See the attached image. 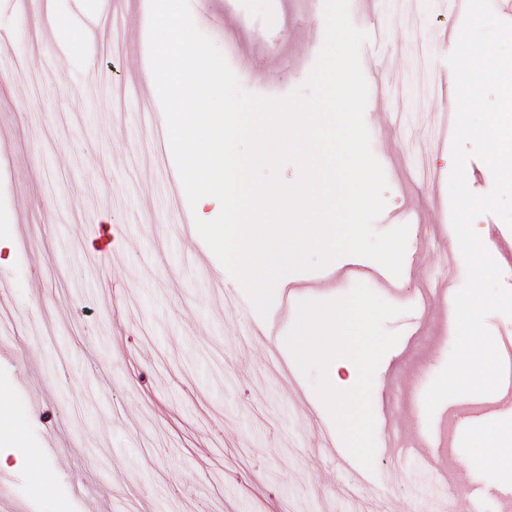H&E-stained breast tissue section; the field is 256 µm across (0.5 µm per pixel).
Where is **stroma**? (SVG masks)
I'll return each mask as SVG.
<instances>
[{
  "label": "stroma",
  "mask_w": 512,
  "mask_h": 512,
  "mask_svg": "<svg viewBox=\"0 0 512 512\" xmlns=\"http://www.w3.org/2000/svg\"><path fill=\"white\" fill-rule=\"evenodd\" d=\"M376 29L360 50L368 84L365 123L386 180L376 231L396 227L413 210L408 237L412 275L400 284L417 294L446 269L443 246L455 241L448 190L451 147L439 144L429 115L455 110L447 62L449 33L460 32L443 0H416V26L400 0H373ZM96 0H44L21 14L0 0V235L14 241L0 276L10 285L0 319L11 323L0 347V395L24 433L33 464L0 471V502L27 512H90L78 496L91 486L111 512H355L343 495L325 496L334 480L316 451L314 429L289 409L276 384L259 391L271 354L251 341L257 318L248 297L231 311L194 271L203 258L225 287L238 289L204 240L192 253L178 245L179 214L166 203L176 169L164 138L139 120L143 72L112 51L103 33L91 60L70 56L67 80L48 77L38 54L62 46L46 20L76 22ZM197 27L216 45L246 46L226 60L241 88L282 97L302 86L325 36L324 0H190ZM235 17L236 25L225 22ZM430 150L427 179L413 159ZM111 235L120 265L106 281L91 243ZM400 339L380 363L378 391L400 434L424 436L407 420L425 419L424 394L454 346L447 319L423 340L404 337L403 317L386 323ZM50 382L41 407L31 390ZM512 424V407L485 415L447 439L465 467L475 434ZM386 483V502L365 512H435L464 505L446 497L418 458Z\"/></svg>",
  "instance_id": "stroma-1"
}]
</instances>
